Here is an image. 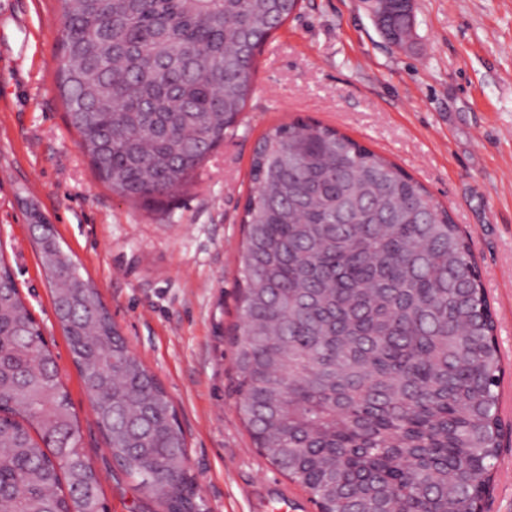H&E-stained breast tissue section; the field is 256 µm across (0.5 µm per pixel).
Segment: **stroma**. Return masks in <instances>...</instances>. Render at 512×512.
<instances>
[{
    "mask_svg": "<svg viewBox=\"0 0 512 512\" xmlns=\"http://www.w3.org/2000/svg\"><path fill=\"white\" fill-rule=\"evenodd\" d=\"M394 46L366 0H303L262 47L233 133L190 186L147 207L99 181L58 89L59 0H0V258L52 350L107 512H160L117 465L55 315L33 242L41 214L172 400L197 512L317 506L258 450L236 409L240 215L253 150L296 118L340 129L446 205L470 238L504 360V422L484 512H512V0H413Z\"/></svg>",
    "mask_w": 512,
    "mask_h": 512,
    "instance_id": "obj_1",
    "label": "stroma"
}]
</instances>
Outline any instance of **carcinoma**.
Masks as SVG:
<instances>
[{"instance_id": "cac0c4a2", "label": "carcinoma", "mask_w": 512, "mask_h": 512, "mask_svg": "<svg viewBox=\"0 0 512 512\" xmlns=\"http://www.w3.org/2000/svg\"><path fill=\"white\" fill-rule=\"evenodd\" d=\"M58 86L97 178L158 203L234 132L257 55L300 0H60ZM373 17L396 45L412 22ZM235 329L237 410L321 512H481L503 358L470 242L384 156L316 121L251 161ZM41 261L123 473L180 512L192 484L172 402L41 228ZM0 261V512H96L101 480L51 350Z\"/></svg>"}]
</instances>
